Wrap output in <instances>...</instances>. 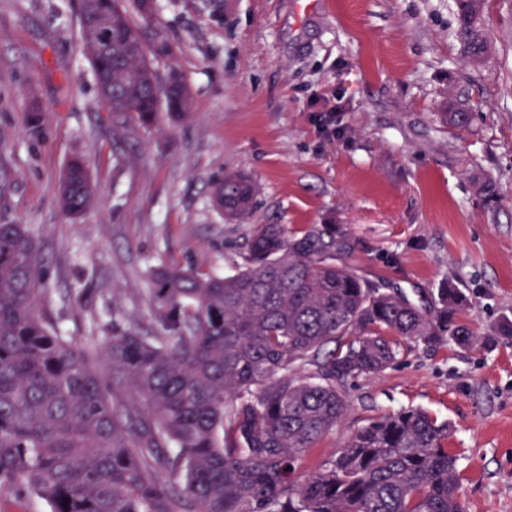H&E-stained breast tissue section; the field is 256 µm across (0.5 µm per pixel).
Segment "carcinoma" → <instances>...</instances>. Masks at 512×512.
<instances>
[{
	"instance_id": "obj_1",
	"label": "carcinoma",
	"mask_w": 512,
	"mask_h": 512,
	"mask_svg": "<svg viewBox=\"0 0 512 512\" xmlns=\"http://www.w3.org/2000/svg\"><path fill=\"white\" fill-rule=\"evenodd\" d=\"M137 2L80 0V29L108 16L112 53L88 59L96 80H112V111L143 119L159 77ZM455 4L464 54L485 59V0ZM444 119L462 131L472 113ZM95 196L71 158L61 209L77 219ZM350 250L334 224H257L233 274L150 270L153 333L114 323L82 343L51 314L31 230L0 224V494L50 512H466L448 424L422 408L367 419L302 474L349 410L347 382L384 372L412 343L476 341L453 320L458 289L423 308L358 277Z\"/></svg>"
}]
</instances>
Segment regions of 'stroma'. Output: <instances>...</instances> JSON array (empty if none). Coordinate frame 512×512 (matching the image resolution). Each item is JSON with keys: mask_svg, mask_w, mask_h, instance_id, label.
I'll return each instance as SVG.
<instances>
[{"mask_svg": "<svg viewBox=\"0 0 512 512\" xmlns=\"http://www.w3.org/2000/svg\"><path fill=\"white\" fill-rule=\"evenodd\" d=\"M135 21L159 78L187 87L183 115L109 111L79 45V0H0V224L37 239L62 330L150 331L151 267L231 273L253 225L342 226L367 281L426 306L459 288L477 341L415 344L348 382L350 410L307 468L368 418L420 407L451 426L467 512H512V337L484 341L512 317V0H486L492 50L478 65L461 52L454 0H154ZM325 96L331 140L315 108ZM471 100L469 128L448 127L444 112ZM76 155L96 201L73 220L58 186ZM230 172L257 186L236 223L215 201Z\"/></svg>", "mask_w": 512, "mask_h": 512, "instance_id": "stroma-1", "label": "stroma"}]
</instances>
